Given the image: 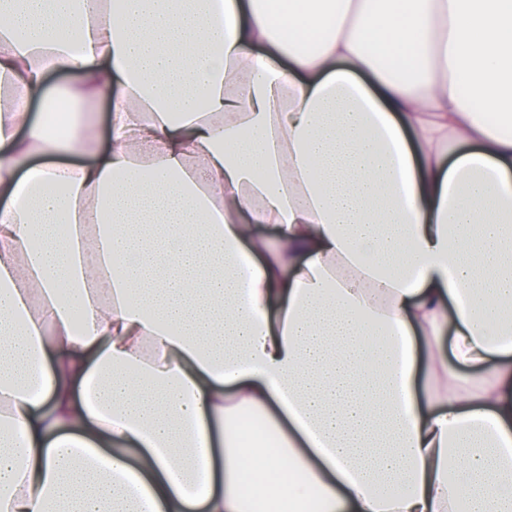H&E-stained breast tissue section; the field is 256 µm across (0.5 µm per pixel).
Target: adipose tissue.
<instances>
[{
  "instance_id": "obj_1",
  "label": "adipose tissue",
  "mask_w": 512,
  "mask_h": 512,
  "mask_svg": "<svg viewBox=\"0 0 512 512\" xmlns=\"http://www.w3.org/2000/svg\"><path fill=\"white\" fill-rule=\"evenodd\" d=\"M0 87V512H512V0H0ZM84 112H90L95 116L92 132L99 138L102 147L107 146V119L109 112V100L106 95L89 98L84 105Z\"/></svg>"
}]
</instances>
